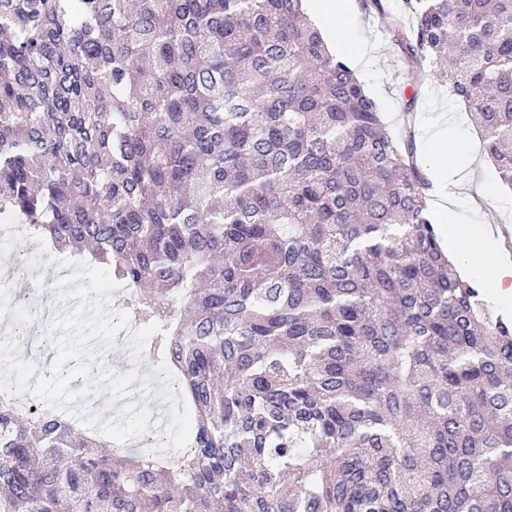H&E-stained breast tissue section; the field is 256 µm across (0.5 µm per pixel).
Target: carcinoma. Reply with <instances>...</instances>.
<instances>
[{
  "instance_id": "1",
  "label": "carcinoma",
  "mask_w": 512,
  "mask_h": 512,
  "mask_svg": "<svg viewBox=\"0 0 512 512\" xmlns=\"http://www.w3.org/2000/svg\"><path fill=\"white\" fill-rule=\"evenodd\" d=\"M512 189V0H403ZM302 0H0V215L131 283L195 413L100 449L0 394V512H512V323Z\"/></svg>"
}]
</instances>
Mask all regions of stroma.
Wrapping results in <instances>:
<instances>
[{
  "mask_svg": "<svg viewBox=\"0 0 512 512\" xmlns=\"http://www.w3.org/2000/svg\"><path fill=\"white\" fill-rule=\"evenodd\" d=\"M403 0H382V11L356 7L352 17V34L357 44L349 61L365 91L375 99L393 135L402 131V115L413 108L417 116L415 145L422 165L433 161L430 140L440 136L449 141L460 140L476 152L478 161L469 164L464 156H456L447 169L458 182L457 194L449 206L457 220L468 221L472 213L484 215L490 230L512 225V189L503 185L490 161L480 132L472 123L464 105L452 96L436 74H428L417 85L408 81V62L397 45L390 19L398 14ZM495 188L494 195L481 193L483 184ZM24 246L38 269L40 294L55 314L72 310L74 300L62 297L56 254L47 251L43 241L28 238Z\"/></svg>",
  "mask_w": 512,
  "mask_h": 512,
  "instance_id": "35a3bbf8",
  "label": "stroma"
}]
</instances>
